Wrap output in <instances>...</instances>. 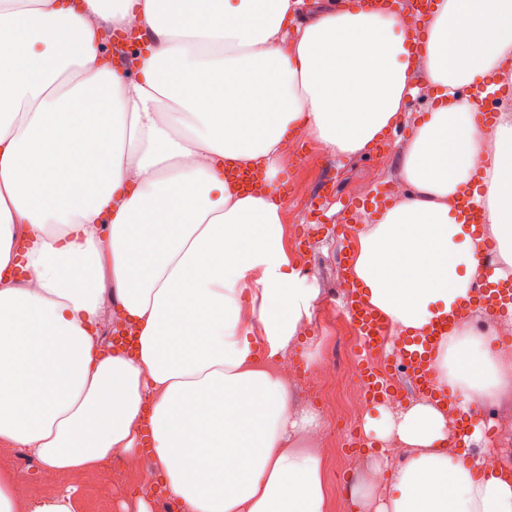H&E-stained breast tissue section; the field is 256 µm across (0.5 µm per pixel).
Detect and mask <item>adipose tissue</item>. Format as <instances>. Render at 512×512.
Returning <instances> with one entry per match:
<instances>
[{
  "instance_id": "1",
  "label": "adipose tissue",
  "mask_w": 512,
  "mask_h": 512,
  "mask_svg": "<svg viewBox=\"0 0 512 512\" xmlns=\"http://www.w3.org/2000/svg\"><path fill=\"white\" fill-rule=\"evenodd\" d=\"M303 0H0V452L67 473L151 440L184 512H325L311 408L278 361L318 292L298 285L277 194L286 137L368 152L417 76L433 106L400 162L405 197L359 232L354 271L395 335L467 304L480 243L471 193L512 267V114L480 126L462 88L512 68V0H438L409 50L401 16L350 4L295 25ZM153 41L114 69L101 30ZM263 172L264 191L224 179ZM254 296L251 314L239 297ZM494 327L458 321L432 370L456 395L381 408L365 433L406 451L361 512H512V472L455 445L452 414L512 392ZM73 490L29 504L0 474V512H76ZM457 210L461 219L468 225L471 235L480 237L482 227L487 222L484 206L476 202L474 197L465 196L457 202Z\"/></svg>"
}]
</instances>
